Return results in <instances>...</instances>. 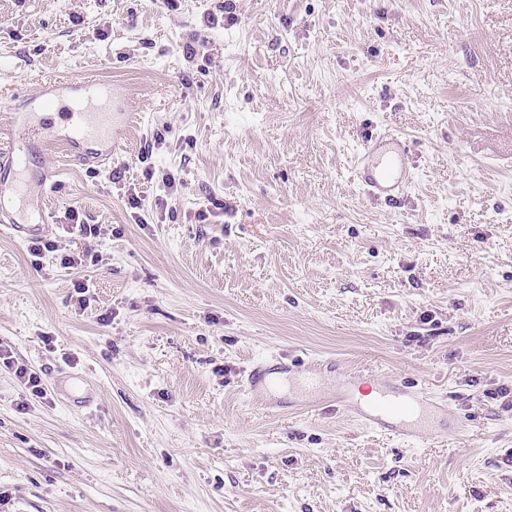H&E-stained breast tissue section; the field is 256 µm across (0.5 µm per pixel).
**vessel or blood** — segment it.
Masks as SVG:
<instances>
[{"label":"vessel or blood","instance_id":"vessel-or-blood-1","mask_svg":"<svg viewBox=\"0 0 512 512\" xmlns=\"http://www.w3.org/2000/svg\"><path fill=\"white\" fill-rule=\"evenodd\" d=\"M56 96L47 91L28 95L34 110L25 121L11 120L0 129V232L20 239L39 236L48 221L46 215L25 219L32 203L33 188H46L54 174L45 170L30 173L33 156L43 153L49 138L61 136L72 162L88 165L110 160L121 144L123 131L136 115L117 107V97L106 83L95 77L56 78ZM413 145L392 132L366 140L360 151L356 179L363 194L372 200L392 201L405 195L413 181L409 157ZM262 366L248 372L245 388L251 397L273 388ZM339 408L365 425L401 436L422 438L432 435V421L443 406L423 388L404 386L395 391L381 386L369 402L355 400L349 386H341L336 398Z\"/></svg>","mask_w":512,"mask_h":512}]
</instances>
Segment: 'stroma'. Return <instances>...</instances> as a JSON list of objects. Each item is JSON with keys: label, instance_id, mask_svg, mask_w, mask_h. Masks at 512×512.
Wrapping results in <instances>:
<instances>
[{"label": "stroma", "instance_id": "obj_1", "mask_svg": "<svg viewBox=\"0 0 512 512\" xmlns=\"http://www.w3.org/2000/svg\"><path fill=\"white\" fill-rule=\"evenodd\" d=\"M85 73L141 120L37 158L41 267L0 236V351L47 391L0 369V512H512V0H0V87ZM388 130L391 203L355 176ZM276 358L324 384L273 416L243 383ZM371 375L445 403L439 437L313 409ZM413 144L393 132L366 140L360 151L356 179L369 199L392 201L405 195L413 181L409 157ZM0 361L1 369L3 365L4 368L12 371L18 381H20V383L28 391V394L32 399H34V397L38 399L45 398L46 392L40 375L26 368L24 365H15L14 361H11L10 356L4 357L2 353H0Z\"/></svg>", "mask_w": 512, "mask_h": 512}]
</instances>
